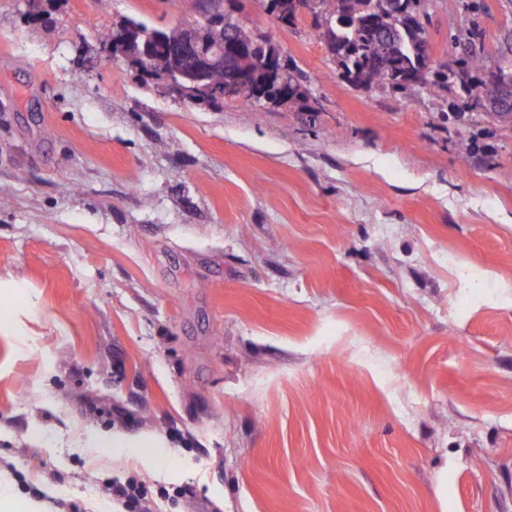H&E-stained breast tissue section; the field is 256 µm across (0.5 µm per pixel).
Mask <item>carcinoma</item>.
Wrapping results in <instances>:
<instances>
[{"label": "carcinoma", "mask_w": 512, "mask_h": 512, "mask_svg": "<svg viewBox=\"0 0 512 512\" xmlns=\"http://www.w3.org/2000/svg\"><path fill=\"white\" fill-rule=\"evenodd\" d=\"M402 4L403 0H317L316 35L339 70L363 75L369 86L408 96L428 92L440 97L451 89L448 77L452 76L473 104L487 103L489 111L484 116L511 122L512 104L507 99L512 97V35L493 58L476 46L481 39L478 28L464 29L452 38V50L438 63L433 77L424 78L417 86L411 83L412 76L431 59L426 27L430 15L422 19L407 16ZM120 27L127 34V62L141 71L158 75L178 69L190 79L201 73L216 85H228L241 73L259 75L266 57L279 51L271 37L230 13L222 23L206 19L195 25L176 23L158 29L127 18ZM158 32L164 44L145 55L144 47ZM189 42L204 48L205 58L179 56L177 50ZM506 65L507 81L496 97L482 74Z\"/></svg>", "instance_id": "1"}]
</instances>
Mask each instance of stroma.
Wrapping results in <instances>:
<instances>
[{
	"label": "stroma",
	"mask_w": 512,
	"mask_h": 512,
	"mask_svg": "<svg viewBox=\"0 0 512 512\" xmlns=\"http://www.w3.org/2000/svg\"><path fill=\"white\" fill-rule=\"evenodd\" d=\"M431 14L437 60L512 31V0ZM198 15L0 0V512H125L132 477L147 512H512V122L351 87L256 0L315 122L192 105L99 40ZM112 498L120 501L124 507L136 511L141 507V501L144 498L142 488L135 479H129L125 484L112 483Z\"/></svg>",
	"instance_id": "35a3bbf8"
}]
</instances>
